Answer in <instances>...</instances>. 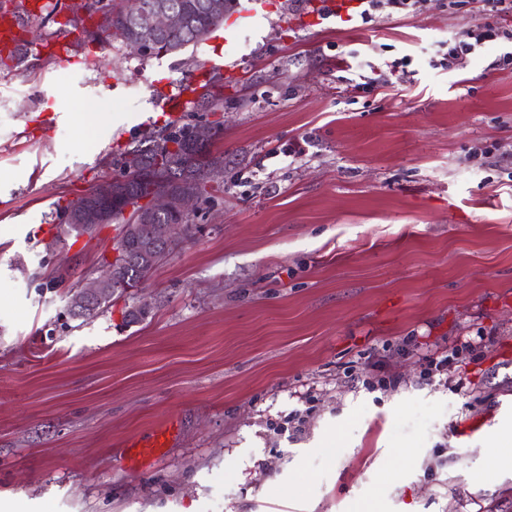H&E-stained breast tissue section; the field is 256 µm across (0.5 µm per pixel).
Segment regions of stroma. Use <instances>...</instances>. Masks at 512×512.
I'll return each instance as SVG.
<instances>
[{
	"label": "stroma",
	"instance_id": "stroma-1",
	"mask_svg": "<svg viewBox=\"0 0 512 512\" xmlns=\"http://www.w3.org/2000/svg\"><path fill=\"white\" fill-rule=\"evenodd\" d=\"M266 2L144 61L0 68V512H512V469L476 478L512 426V46L443 65L479 0ZM213 61L222 105L178 120L221 127L223 190L146 319L70 318L118 230L60 242L59 214L152 128L153 81Z\"/></svg>",
	"mask_w": 512,
	"mask_h": 512
}]
</instances>
